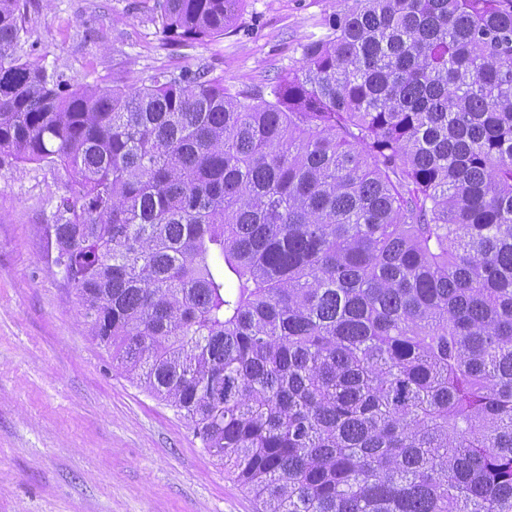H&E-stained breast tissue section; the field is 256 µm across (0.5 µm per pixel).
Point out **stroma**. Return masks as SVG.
Returning <instances> with one entry per match:
<instances>
[{
  "mask_svg": "<svg viewBox=\"0 0 512 512\" xmlns=\"http://www.w3.org/2000/svg\"><path fill=\"white\" fill-rule=\"evenodd\" d=\"M23 58L72 84H145L208 66L229 87L299 66L338 0H243L227 34L166 43L141 0H24ZM67 176L0 164V512H257L173 408L89 336L46 227Z\"/></svg>",
  "mask_w": 512,
  "mask_h": 512,
  "instance_id": "35a3bbf8",
  "label": "stroma"
}]
</instances>
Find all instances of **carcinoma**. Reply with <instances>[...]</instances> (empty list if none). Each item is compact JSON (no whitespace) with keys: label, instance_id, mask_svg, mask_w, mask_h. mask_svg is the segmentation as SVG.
I'll use <instances>...</instances> for the list:
<instances>
[{"label":"carcinoma","instance_id":"1","mask_svg":"<svg viewBox=\"0 0 512 512\" xmlns=\"http://www.w3.org/2000/svg\"><path fill=\"white\" fill-rule=\"evenodd\" d=\"M243 0H153L164 39ZM0 0V162L67 173L91 336L260 512H512V0H343L262 88L73 86Z\"/></svg>","mask_w":512,"mask_h":512}]
</instances>
